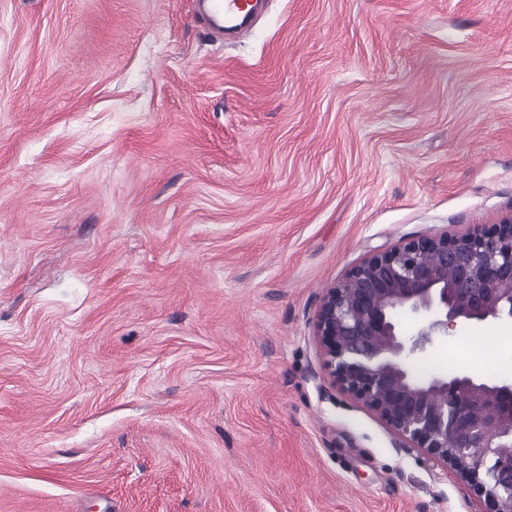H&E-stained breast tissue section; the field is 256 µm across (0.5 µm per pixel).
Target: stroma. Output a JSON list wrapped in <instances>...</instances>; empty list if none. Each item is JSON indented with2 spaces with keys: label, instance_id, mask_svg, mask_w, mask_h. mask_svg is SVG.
I'll return each mask as SVG.
<instances>
[{
  "label": "stroma",
  "instance_id": "35a3bbf8",
  "mask_svg": "<svg viewBox=\"0 0 512 512\" xmlns=\"http://www.w3.org/2000/svg\"><path fill=\"white\" fill-rule=\"evenodd\" d=\"M512 217V0H0V512H488L335 387L321 299ZM506 323L418 364L512 380ZM197 14L208 30L223 37L224 31L248 29L256 16L257 6L265 0H197Z\"/></svg>",
  "mask_w": 512,
  "mask_h": 512
}]
</instances>
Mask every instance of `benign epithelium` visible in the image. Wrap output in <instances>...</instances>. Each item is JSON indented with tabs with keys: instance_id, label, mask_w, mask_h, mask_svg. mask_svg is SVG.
I'll use <instances>...</instances> for the list:
<instances>
[{
	"instance_id": "obj_1",
	"label": "benign epithelium",
	"mask_w": 512,
	"mask_h": 512,
	"mask_svg": "<svg viewBox=\"0 0 512 512\" xmlns=\"http://www.w3.org/2000/svg\"><path fill=\"white\" fill-rule=\"evenodd\" d=\"M399 310L420 320L416 334H403ZM489 319L512 321V218L363 259L323 296L315 333L342 392L472 483L492 512H512V382L418 379L408 369L456 321Z\"/></svg>"
}]
</instances>
